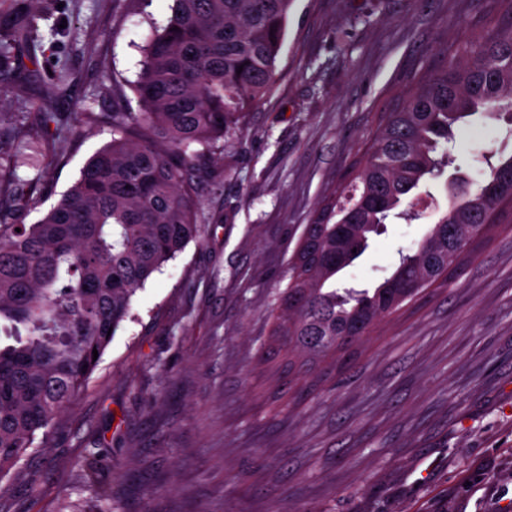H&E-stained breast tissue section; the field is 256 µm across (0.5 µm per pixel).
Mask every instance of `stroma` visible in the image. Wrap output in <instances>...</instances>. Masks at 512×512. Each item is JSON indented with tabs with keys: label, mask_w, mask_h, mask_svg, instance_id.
Returning a JSON list of instances; mask_svg holds the SVG:
<instances>
[{
	"label": "stroma",
	"mask_w": 512,
	"mask_h": 512,
	"mask_svg": "<svg viewBox=\"0 0 512 512\" xmlns=\"http://www.w3.org/2000/svg\"><path fill=\"white\" fill-rule=\"evenodd\" d=\"M172 0H48L17 47L0 158L35 146L0 209L35 223L135 112L144 49ZM498 0H293L273 91L211 149L202 236L133 297L48 447L18 463L16 512H512V215L447 283L307 378L265 356L269 310L321 198L380 113L490 19ZM52 120H45V112ZM418 220L395 221L340 272L371 288L512 155V117L455 127ZM110 476L100 487L89 462Z\"/></svg>",
	"instance_id": "obj_1"
}]
</instances>
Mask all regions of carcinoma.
<instances>
[{
    "label": "carcinoma",
    "mask_w": 512,
    "mask_h": 512,
    "mask_svg": "<svg viewBox=\"0 0 512 512\" xmlns=\"http://www.w3.org/2000/svg\"><path fill=\"white\" fill-rule=\"evenodd\" d=\"M292 0H173L172 15L144 54L134 86L139 112H110L112 141L34 224L0 213V321L27 334L0 347V508L37 434L62 424L127 318L131 300L161 266L201 236V186L212 147L242 130L245 113L273 89ZM39 14L16 3L0 14V73L30 40ZM498 107L512 116V28L491 23L456 44L441 65L408 86L383 113L348 181L306 225L310 237L288 262L270 309V349L288 368L312 370L460 268L462 255L512 209V155L490 165L474 191L448 190V211L416 249L371 289L335 287L336 275L391 218L408 216L452 127Z\"/></svg>",
    "instance_id": "carcinoma-1"
}]
</instances>
